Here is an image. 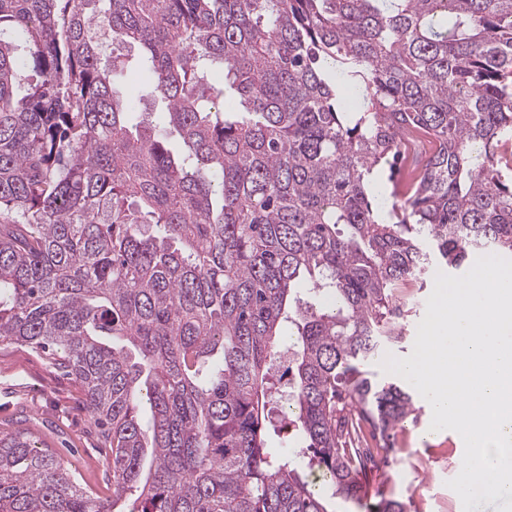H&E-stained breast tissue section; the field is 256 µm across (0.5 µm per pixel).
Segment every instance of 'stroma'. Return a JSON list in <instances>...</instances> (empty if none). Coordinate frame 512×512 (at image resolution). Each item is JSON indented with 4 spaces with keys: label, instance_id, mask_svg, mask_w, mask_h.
<instances>
[{
    "label": "stroma",
    "instance_id": "stroma-1",
    "mask_svg": "<svg viewBox=\"0 0 512 512\" xmlns=\"http://www.w3.org/2000/svg\"><path fill=\"white\" fill-rule=\"evenodd\" d=\"M416 416L401 423L410 463L377 469L379 494L405 500L408 512H463L449 488L462 467L464 442L455 431H431L432 410L416 397ZM27 416L37 438L69 459L79 480L100 496L112 493L111 451L87 410L86 394L74 377L55 370L44 354L0 343V434Z\"/></svg>",
    "mask_w": 512,
    "mask_h": 512
}]
</instances>
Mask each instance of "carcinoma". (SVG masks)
Instances as JSON below:
<instances>
[{"label":"carcinoma","instance_id":"obj_1","mask_svg":"<svg viewBox=\"0 0 512 512\" xmlns=\"http://www.w3.org/2000/svg\"><path fill=\"white\" fill-rule=\"evenodd\" d=\"M2 206L0 343L84 385L112 496L24 428L0 512H407L368 502L360 424L389 437L414 387L366 363L404 284L512 253V0H0ZM286 377L315 481L267 446ZM144 81V76L137 72L132 71L128 75L127 79V87L125 88V93L129 96H133L134 98V106L135 112L138 114L141 112H150V116L152 120L162 121L165 117L164 106L160 100L156 99H139V89Z\"/></svg>","mask_w":512,"mask_h":512}]
</instances>
